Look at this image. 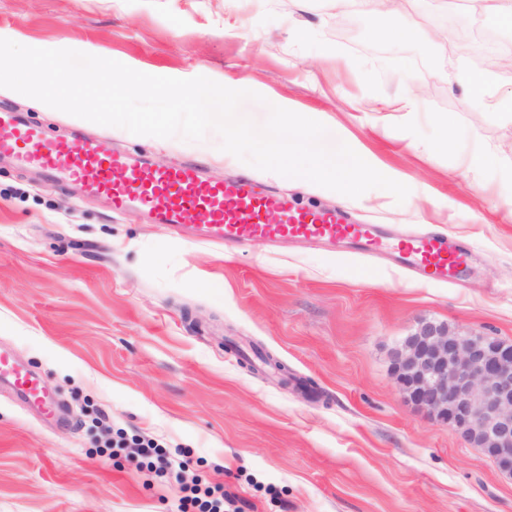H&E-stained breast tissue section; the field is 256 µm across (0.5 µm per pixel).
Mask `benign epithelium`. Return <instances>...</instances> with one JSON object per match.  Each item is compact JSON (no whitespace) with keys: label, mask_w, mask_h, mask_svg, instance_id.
Instances as JSON below:
<instances>
[{"label":"benign epithelium","mask_w":512,"mask_h":512,"mask_svg":"<svg viewBox=\"0 0 512 512\" xmlns=\"http://www.w3.org/2000/svg\"><path fill=\"white\" fill-rule=\"evenodd\" d=\"M393 375L410 402L512 476L511 344L425 322L395 349Z\"/></svg>","instance_id":"benign-epithelium-1"}]
</instances>
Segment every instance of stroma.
I'll return each instance as SVG.
<instances>
[{"label": "stroma", "instance_id": "stroma-1", "mask_svg": "<svg viewBox=\"0 0 512 512\" xmlns=\"http://www.w3.org/2000/svg\"><path fill=\"white\" fill-rule=\"evenodd\" d=\"M448 10L414 11L395 43L383 15L339 28L335 0H0V38L253 90L267 105L240 112L258 124L272 104L320 113L410 185L403 203L371 189L347 204L357 222L394 239L461 236L476 255L452 285L339 243L228 249L137 210L113 216L0 158V350L61 408L47 418L0 385V512H176L177 487L101 453L113 428L188 452L185 479L223 484L243 512H512V477L405 399L392 373L394 349L427 321L512 343V188L466 162L474 132L512 154V116L481 109L512 86L467 95L458 79L478 66L452 45L477 17ZM420 76L427 92L413 88ZM1 109L52 138L337 203L221 151L213 132L137 136L14 91ZM444 117L453 141L436 148Z\"/></svg>", "mask_w": 512, "mask_h": 512}]
</instances>
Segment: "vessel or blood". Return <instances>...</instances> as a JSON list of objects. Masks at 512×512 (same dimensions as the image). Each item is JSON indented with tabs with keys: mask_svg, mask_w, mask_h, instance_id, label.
Returning <instances> with one entry per match:
<instances>
[{
	"mask_svg": "<svg viewBox=\"0 0 512 512\" xmlns=\"http://www.w3.org/2000/svg\"><path fill=\"white\" fill-rule=\"evenodd\" d=\"M0 122L12 129L10 138L0 139V155L37 165L53 182L63 178L80 181L89 192L106 197L117 214L141 208L171 230L199 221L203 241L225 246L286 239H330L369 248L383 244L375 225L354 224L344 211L302 206L276 193L257 190L247 178L212 181L195 164L157 167L107 152L93 140L76 145L50 138L16 114L1 115ZM394 249L398 259L429 278L455 276L465 264V247L449 243L441 234L398 242ZM0 378L12 381L17 396L38 404L46 413L57 412L56 401L40 380L1 352Z\"/></svg>",
	"mask_w": 512,
	"mask_h": 512,
	"instance_id": "b4317fda",
	"label": "vessel or blood"
}]
</instances>
